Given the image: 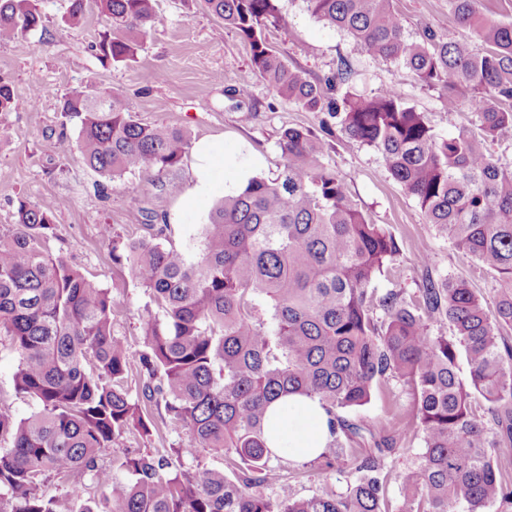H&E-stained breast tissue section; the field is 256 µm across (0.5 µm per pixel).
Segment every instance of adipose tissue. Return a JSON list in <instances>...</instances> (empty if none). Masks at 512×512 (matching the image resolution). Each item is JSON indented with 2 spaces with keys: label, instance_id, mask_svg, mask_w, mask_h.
<instances>
[{
  "label": "adipose tissue",
  "instance_id": "obj_1",
  "mask_svg": "<svg viewBox=\"0 0 512 512\" xmlns=\"http://www.w3.org/2000/svg\"><path fill=\"white\" fill-rule=\"evenodd\" d=\"M190 204L209 198L224 174V145L213 140L199 141L193 148ZM266 438L269 448L291 458H312L329 440L327 416L320 405L307 397L291 395L272 403L267 412Z\"/></svg>",
  "mask_w": 512,
  "mask_h": 512
}]
</instances>
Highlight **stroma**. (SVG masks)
Returning a JSON list of instances; mask_svg holds the SVG:
<instances>
[{
	"instance_id": "1",
	"label": "stroma",
	"mask_w": 512,
	"mask_h": 512,
	"mask_svg": "<svg viewBox=\"0 0 512 512\" xmlns=\"http://www.w3.org/2000/svg\"><path fill=\"white\" fill-rule=\"evenodd\" d=\"M68 6L69 0H42V25L0 43V84L9 85L20 99L28 98L32 87L40 89L35 105L0 112V227L15 223L19 203L53 201L57 236L50 241L51 250L67 256L86 278L108 289L114 301L113 332L138 352L143 348L139 315L153 301L128 273L113 266L101 240L103 227L136 238L144 223L161 224L166 228L165 245L190 249L198 245L214 203L185 206L180 191L191 179L187 158L169 174L166 187L150 169L115 180L94 172L77 145L78 120L60 111L64 94L88 82L101 92H120L139 122L181 129L193 142L221 141L225 155L257 159L254 173L267 179L276 178L282 168L281 132L288 127L320 131L321 116L275 97L252 69L245 43L202 0H157L155 28L136 58L127 63L112 62L97 51L104 20L95 0H88L86 23L78 31L62 22ZM396 6L408 33L425 25L457 30L448 0H397ZM278 8L282 19L268 24L266 36L290 65L310 79L331 75L337 57L343 55L356 70L357 91L368 93L394 83L440 135L451 133L456 124L475 129L470 112L449 118L436 92L421 87L408 70L362 55L350 36L313 17L303 0H279ZM229 85L249 88L252 116H245L236 100L225 95ZM63 137L71 144L65 152L59 144ZM324 161L344 175L357 208L386 228L399 246L390 274L374 284L377 294L400 289L411 299L426 279L447 276L466 279L486 302H494L493 275L426 223L416 200L391 177L375 148L332 136L325 143ZM179 211L184 214L182 223H169V216ZM424 253L429 263H421ZM16 368L15 354L0 346V411L21 418L35 411L37 404L16 397ZM411 408L410 396L393 382L375 390L368 404L348 411L347 416L367 425L398 426ZM423 450V435L417 432L404 453L388 459L390 512H395L403 497L400 474L416 469ZM282 464L281 481L269 487V494L308 497L333 482L330 474L301 467L298 460L287 457Z\"/></svg>"
}]
</instances>
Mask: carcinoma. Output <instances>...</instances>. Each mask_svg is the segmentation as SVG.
Here are the masks:
<instances>
[{"label":"carcinoma","mask_w":512,"mask_h":512,"mask_svg":"<svg viewBox=\"0 0 512 512\" xmlns=\"http://www.w3.org/2000/svg\"><path fill=\"white\" fill-rule=\"evenodd\" d=\"M96 2L106 19L100 54L134 59L154 28L157 0ZM303 2L361 54L436 91L448 122L471 112L483 139L465 128L438 135L394 85L344 90L355 74L345 56L324 83L309 80L264 35L281 20L278 0H204L249 46L275 96L333 119L324 130L377 149L427 223L494 274V307L452 277L425 281L415 300L399 290L375 296L372 284L391 271L399 247L353 204L343 176L323 161L324 142L305 128L281 132L276 178L252 177L215 205L193 255L155 234L130 241L104 226L112 263L156 306L140 317L144 350L136 356L112 332L110 292L49 249L53 206L21 201L16 223L0 229V342L18 359L16 394L39 410L20 419L0 412V442L9 444L0 453V512H388L386 460L405 450L409 429L366 427L342 412L391 381L408 391L409 421L424 435L418 468L403 476L413 491L397 512L512 506V482L494 464L496 452L512 447V161L490 150L512 139V23L484 14L481 0H448L457 25L474 33L472 45L428 26L408 34L394 0ZM85 10V0H70L64 23L80 29ZM42 19L41 0H0V42ZM22 107L0 84V112ZM60 108L80 122L87 165L112 179L143 168L167 175L189 149L182 131L141 124L115 91L78 85ZM134 370L145 378L136 397L128 388ZM289 394L326 412L330 440L309 463L346 490L299 499L264 493L282 459L267 445L266 414ZM474 394L486 412L473 408ZM153 406L194 447L168 456L127 448L128 435L156 429ZM199 448L224 452L228 473H189L172 462ZM105 453L110 469L99 464ZM73 474L90 476L93 487L79 511L43 490Z\"/></svg>","instance_id":"carcinoma-1"}]
</instances>
